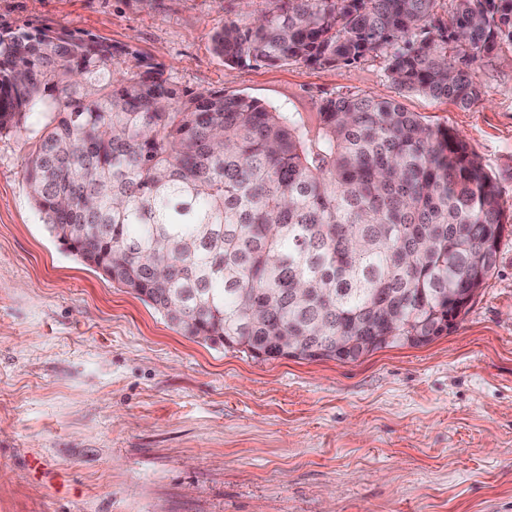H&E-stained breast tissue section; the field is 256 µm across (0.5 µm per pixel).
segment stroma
<instances>
[{"label":"stroma","instance_id":"obj_1","mask_svg":"<svg viewBox=\"0 0 512 512\" xmlns=\"http://www.w3.org/2000/svg\"><path fill=\"white\" fill-rule=\"evenodd\" d=\"M263 0H0V24L88 31L179 88L310 120L376 95L463 137L500 191L496 267L428 344L354 362L262 359L184 335L50 234L31 144L0 138V512H512V44L468 106L401 89L383 55L230 67Z\"/></svg>","mask_w":512,"mask_h":512}]
</instances>
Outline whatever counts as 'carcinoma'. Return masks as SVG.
<instances>
[{
	"label": "carcinoma",
	"instance_id": "1",
	"mask_svg": "<svg viewBox=\"0 0 512 512\" xmlns=\"http://www.w3.org/2000/svg\"><path fill=\"white\" fill-rule=\"evenodd\" d=\"M265 0L214 36L227 66L383 54L400 88L468 106L512 43V0ZM36 126L26 186L49 232L184 334L277 358L355 361L443 333L496 265L482 159L395 101L324 100L315 124L180 90L134 50L0 27V137ZM390 336L386 342L383 337Z\"/></svg>",
	"mask_w": 512,
	"mask_h": 512
}]
</instances>
